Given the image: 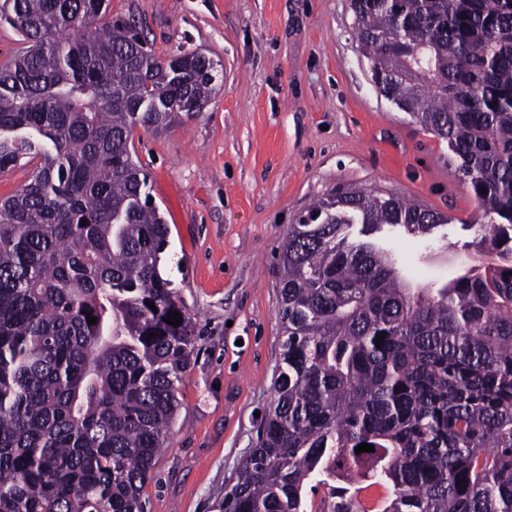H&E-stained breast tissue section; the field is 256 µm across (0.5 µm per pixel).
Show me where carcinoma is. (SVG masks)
<instances>
[{"mask_svg":"<svg viewBox=\"0 0 512 512\" xmlns=\"http://www.w3.org/2000/svg\"><path fill=\"white\" fill-rule=\"evenodd\" d=\"M349 7L373 86L448 143L491 224L438 288L407 287L370 235L430 236L446 214L347 186L288 225L273 398L219 512H307L321 486L328 512H367V476L378 512H512V0ZM106 14L0 0L28 43L0 67V172L35 161L0 198V512H144L195 350L133 137L202 111L218 70Z\"/></svg>","mask_w":512,"mask_h":512,"instance_id":"obj_1","label":"carcinoma"}]
</instances>
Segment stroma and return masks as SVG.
<instances>
[{
    "label": "stroma",
    "mask_w": 512,
    "mask_h": 512,
    "mask_svg": "<svg viewBox=\"0 0 512 512\" xmlns=\"http://www.w3.org/2000/svg\"><path fill=\"white\" fill-rule=\"evenodd\" d=\"M108 16L159 58L198 51L221 65L200 114L134 136L169 226L160 271L196 325L146 512H218L272 398L289 224L343 185L448 214L431 242L386 237L409 285L434 288L469 262L486 218L447 143L376 92L348 0H110Z\"/></svg>",
    "instance_id": "obj_1"
}]
</instances>
